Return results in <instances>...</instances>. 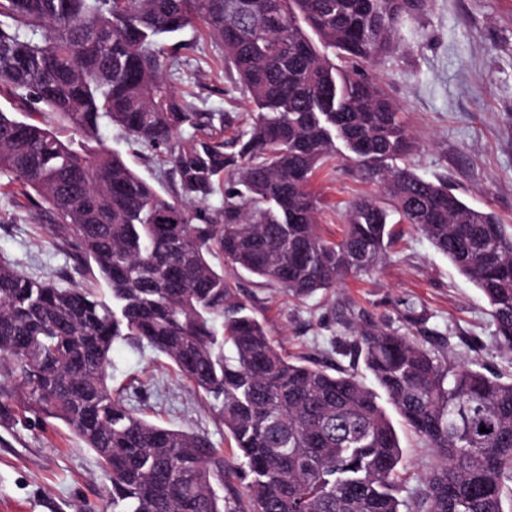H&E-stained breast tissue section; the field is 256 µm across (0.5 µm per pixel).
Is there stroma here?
Returning a JSON list of instances; mask_svg holds the SVG:
<instances>
[{"mask_svg": "<svg viewBox=\"0 0 512 512\" xmlns=\"http://www.w3.org/2000/svg\"><path fill=\"white\" fill-rule=\"evenodd\" d=\"M401 39V52L364 64L363 71L400 107L417 143L411 165L425 178L445 177L470 206L512 224V0H431L418 20L403 27ZM177 42L184 69L177 89L196 111L247 116L252 106L232 89L219 47L192 27ZM314 188L321 232L329 239L342 236L344 216L355 200L382 195L380 186L332 162L321 169ZM392 230L393 241L375 271L347 277L325 294L297 301L248 273L232 279L288 356L352 369L337 341L345 333L343 317L354 313L364 323L411 333L452 361L511 379L512 355L495 345L481 292L410 225ZM1 258L37 279L73 265L69 248L52 243L44 216L2 194ZM15 381L11 373L0 374V393L11 398L9 413L0 417V512H101L106 482L94 453L61 421L13 399ZM112 386L157 423L229 448L230 437L212 404L179 381L152 348L115 344ZM396 431L406 499L436 460L404 425Z\"/></svg>", "mask_w": 512, "mask_h": 512, "instance_id": "obj_1", "label": "stroma"}]
</instances>
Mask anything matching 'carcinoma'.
Masks as SVG:
<instances>
[{
    "label": "carcinoma",
    "instance_id": "carcinoma-1",
    "mask_svg": "<svg viewBox=\"0 0 512 512\" xmlns=\"http://www.w3.org/2000/svg\"><path fill=\"white\" fill-rule=\"evenodd\" d=\"M426 0H0V89L55 111L82 140L115 126L155 160L165 195L124 157L0 110L4 188L50 220L74 269L63 287L0 259V368L63 422L109 482L112 512H504L512 493V381L460 366L387 325L344 322L356 373L284 355L211 257L303 300L366 275L393 217L479 289L512 354V224L425 179L400 108L360 66L401 50ZM198 25L254 109L196 112L166 43ZM386 207L360 198L340 240L319 232L311 184L339 147ZM221 194L217 210L195 209ZM145 343L217 402L244 492L224 501V449L158 424L111 384L112 347ZM401 421L436 465L401 510ZM489 432H480L481 428Z\"/></svg>",
    "mask_w": 512,
    "mask_h": 512
}]
</instances>
